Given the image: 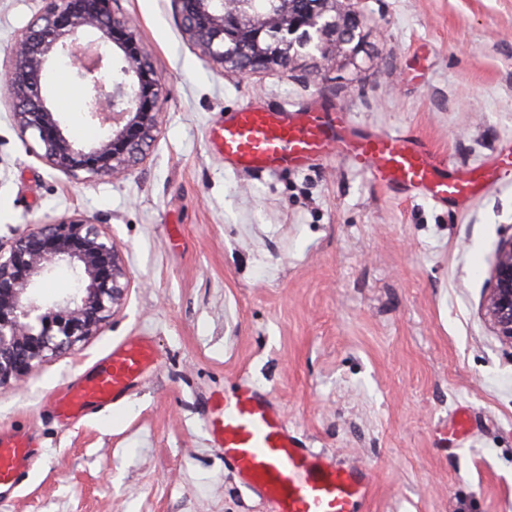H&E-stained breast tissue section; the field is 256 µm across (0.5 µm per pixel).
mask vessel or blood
Wrapping results in <instances>:
<instances>
[{
  "mask_svg": "<svg viewBox=\"0 0 512 512\" xmlns=\"http://www.w3.org/2000/svg\"><path fill=\"white\" fill-rule=\"evenodd\" d=\"M210 146L239 171L298 169L346 156L367 168L376 182L415 189L438 205L470 200L481 189L477 178L449 175L447 164L411 135L362 133L337 107L299 114L284 106L241 108L211 129ZM156 359L146 336L110 345L90 371L54 392L57 417L75 421L93 410L111 411ZM208 433L241 480L273 504L274 512H360L367 498L363 471L330 465L321 452L307 448L267 396L250 384H241L225 399ZM40 456L34 431L0 435V491L17 489Z\"/></svg>",
  "mask_w": 512,
  "mask_h": 512,
  "instance_id": "1",
  "label": "vessel or blood"
}]
</instances>
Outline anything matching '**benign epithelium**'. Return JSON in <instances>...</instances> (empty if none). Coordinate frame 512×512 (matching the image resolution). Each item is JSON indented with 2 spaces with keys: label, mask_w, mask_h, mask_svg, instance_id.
<instances>
[{
  "label": "benign epithelium",
  "mask_w": 512,
  "mask_h": 512,
  "mask_svg": "<svg viewBox=\"0 0 512 512\" xmlns=\"http://www.w3.org/2000/svg\"><path fill=\"white\" fill-rule=\"evenodd\" d=\"M38 16L17 36L10 67L0 73L22 134L38 144L39 157L66 175L122 174L135 164L158 129L162 81L128 16L112 0H40ZM174 0L189 40L213 64L250 76L288 67L295 40L320 43L325 57L353 63L364 52L361 33L339 39L337 0ZM65 65L82 89L80 111L101 130L93 144H77L52 101L48 77ZM59 267L74 285L49 300L39 289ZM482 309L499 340L512 346V237L503 239L489 271ZM131 285L122 251L104 225L84 214L36 224L0 241V387L24 376L48 353L95 335Z\"/></svg>",
  "instance_id": "1"
}]
</instances>
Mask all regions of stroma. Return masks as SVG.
Returning <instances> with one entry per match:
<instances>
[{"label":"stroma","instance_id":"stroma-1","mask_svg":"<svg viewBox=\"0 0 512 512\" xmlns=\"http://www.w3.org/2000/svg\"><path fill=\"white\" fill-rule=\"evenodd\" d=\"M358 67L298 57L241 77L188 40L172 0H114L163 83L144 159L64 175L21 134L0 82V239L79 211L121 248L131 286L97 335L0 390V430L44 449L0 512H270L207 424L241 381L328 462L370 475L368 512H512V347L481 311L512 236V0H354ZM39 0H0V72ZM338 106L363 132L416 135L449 172H488L438 206L345 157L242 172L208 130L248 104ZM158 355L111 412L68 424L56 389L111 344ZM460 442L444 441L458 408Z\"/></svg>","mask_w":512,"mask_h":512}]
</instances>
